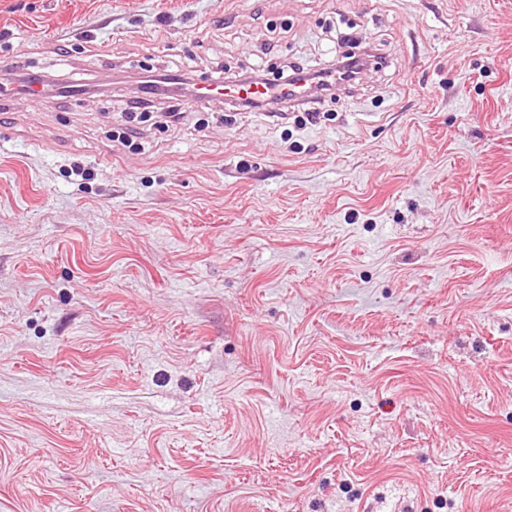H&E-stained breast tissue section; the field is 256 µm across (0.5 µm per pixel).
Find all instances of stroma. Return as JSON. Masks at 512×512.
I'll return each mask as SVG.
<instances>
[{
    "mask_svg": "<svg viewBox=\"0 0 512 512\" xmlns=\"http://www.w3.org/2000/svg\"><path fill=\"white\" fill-rule=\"evenodd\" d=\"M0 66V512H512V0H0ZM330 70L331 69H321L311 71V69H305L301 65L294 64L289 68L287 75L280 76L278 82L268 83L262 79V70L258 68L255 72L251 73V76L246 78L255 80V83L262 84L263 86L267 84L276 86L277 90L273 97L266 94L261 99L236 102L231 106L236 110L244 112H282L280 106L288 104V92L284 90L288 88V85L293 83L296 78L308 76L314 84L313 92L310 99L306 103L301 104L303 107L302 115L296 118L299 119L301 123L304 122V124H306L308 122L312 124L320 119V112H318L316 105L321 102L322 97L330 91L333 85V78L328 73ZM198 93L193 97L194 101L190 102L192 107L195 102H199L217 95L234 96V97H252L258 94L263 89L253 86H231L227 83L206 81L204 83H198Z\"/></svg>",
    "mask_w": 512,
    "mask_h": 512,
    "instance_id": "obj_1",
    "label": "stroma"
}]
</instances>
